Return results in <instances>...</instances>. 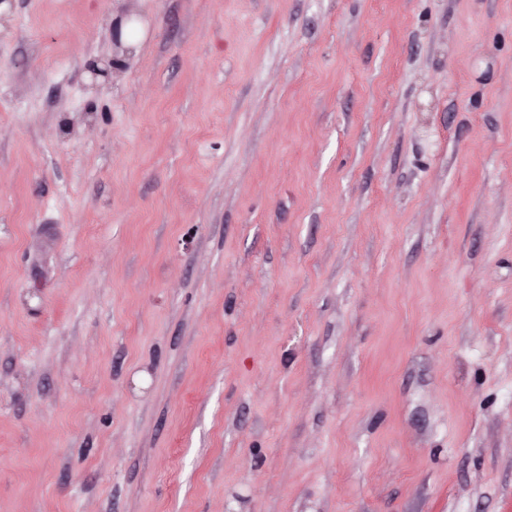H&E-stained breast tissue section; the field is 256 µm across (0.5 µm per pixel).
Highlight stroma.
<instances>
[{
  "label": "stroma",
  "mask_w": 512,
  "mask_h": 512,
  "mask_svg": "<svg viewBox=\"0 0 512 512\" xmlns=\"http://www.w3.org/2000/svg\"><path fill=\"white\" fill-rule=\"evenodd\" d=\"M1 1L0 505L512 512V0ZM132 1L128 7L127 14L122 18H117L114 20V25L119 23V27L122 31V40L125 43V46L129 49H133L138 51L142 46L143 42L146 40L145 31L141 26H137L135 24V18L138 15V4L136 1L140 0H128Z\"/></svg>",
  "instance_id": "stroma-1"
}]
</instances>
